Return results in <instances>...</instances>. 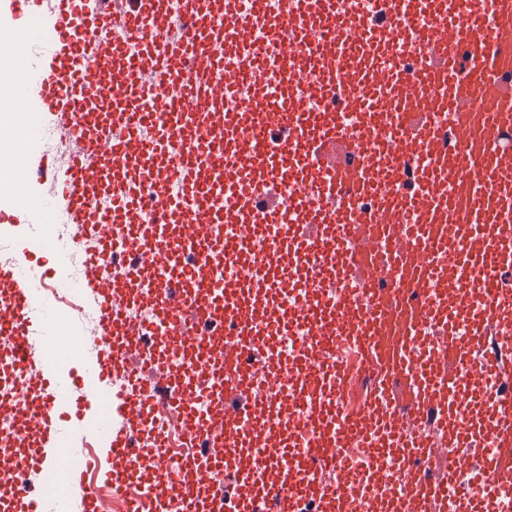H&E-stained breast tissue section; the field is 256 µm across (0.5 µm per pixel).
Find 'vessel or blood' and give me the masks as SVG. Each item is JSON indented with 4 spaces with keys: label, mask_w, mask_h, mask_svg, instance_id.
Segmentation results:
<instances>
[{
    "label": "vessel or blood",
    "mask_w": 512,
    "mask_h": 512,
    "mask_svg": "<svg viewBox=\"0 0 512 512\" xmlns=\"http://www.w3.org/2000/svg\"><path fill=\"white\" fill-rule=\"evenodd\" d=\"M39 33L12 102L49 114L69 150L57 165L26 142L15 183L32 211L60 210L97 240L83 285L98 299L105 354L85 406L93 438L133 477L148 407L191 441L235 425L238 460L209 456L235 485L202 491L157 472L154 512H375L370 465L386 460L393 512H495L512 496V0H0ZM106 199L102 208L91 207ZM122 236L130 263L96 278ZM234 261L245 274L215 276ZM0 269V384L38 405L48 454L24 457L42 490L0 485V512L79 496L98 512L60 436L70 398L61 349L33 351L40 288ZM312 297L283 307L285 281ZM152 302L151 352L127 310ZM221 320L224 351L191 332ZM197 359L194 387L168 367ZM140 358L113 397L107 381ZM356 408H349V401ZM444 455L446 466L430 464ZM336 478L322 480V472Z\"/></svg>",
    "instance_id": "vessel-or-blood-1"
}]
</instances>
